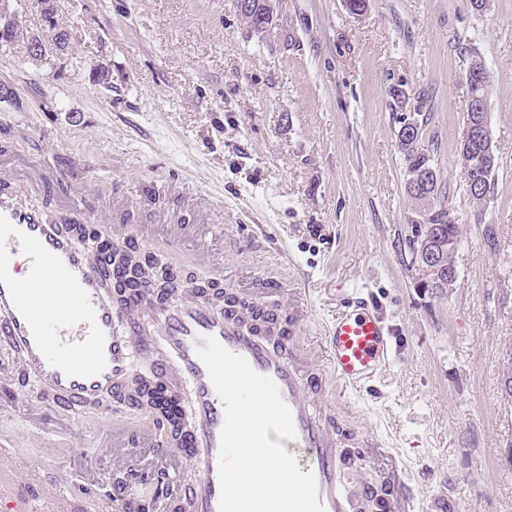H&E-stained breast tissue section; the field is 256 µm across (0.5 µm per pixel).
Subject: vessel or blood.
<instances>
[{
    "label": "vessel or blood",
    "mask_w": 512,
    "mask_h": 512,
    "mask_svg": "<svg viewBox=\"0 0 512 512\" xmlns=\"http://www.w3.org/2000/svg\"><path fill=\"white\" fill-rule=\"evenodd\" d=\"M104 267L94 244H80L68 225L49 220L26 189L0 191V342L44 395L75 411L103 404L124 387L132 348L154 358L160 379L189 386L193 436L183 457L197 477L183 497L190 512H219L224 410L196 354L204 337H215L277 384L295 427L282 445L301 472H313L324 512H358L364 491L344 482L355 467L344 449L376 442L340 425L333 395L361 389L389 363L390 328L377 308L360 303L337 316L313 359L292 334L262 336L248 329L247 310L217 307L188 282L176 283L165 303L147 291L117 306L107 283L121 272ZM62 483L48 470L31 477L0 448V512H73Z\"/></svg>",
    "instance_id": "b4317fda"
}]
</instances>
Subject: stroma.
I'll return each mask as SVG.
<instances>
[{"label":"stroma","mask_w":512,"mask_h":512,"mask_svg":"<svg viewBox=\"0 0 512 512\" xmlns=\"http://www.w3.org/2000/svg\"><path fill=\"white\" fill-rule=\"evenodd\" d=\"M72 48L32 61L0 45V102L11 131L0 181L62 156L94 167L56 201L94 204L129 225L138 257L165 255L182 280L262 293L274 307H308L319 341L343 306L369 300L391 328L387 369L346 393L353 423L406 472L414 512H512V398L501 391L512 353V0H273V26L252 33L235 0H54ZM490 76L488 118L498 165L482 209L468 195L457 149L469 106L466 74ZM112 69V88L91 80ZM406 90L395 108L390 87ZM52 111H44V100ZM428 119L445 202L462 227L458 278L425 287L409 248L397 131ZM204 188L216 209L209 235L166 243L164 225L195 224ZM12 351L0 345V443L30 465L60 468L86 512H114L99 490L124 475L193 471L161 463L113 429L154 432L123 408L115 428L98 408L38 401Z\"/></svg>","instance_id":"obj_1"}]
</instances>
